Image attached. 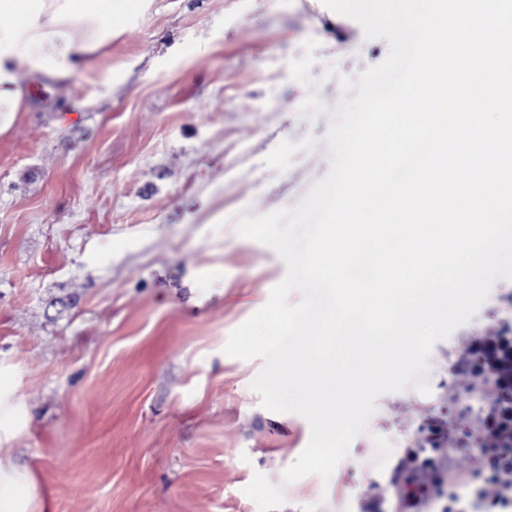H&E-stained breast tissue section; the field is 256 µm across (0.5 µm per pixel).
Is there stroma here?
<instances>
[{
	"label": "stroma",
	"instance_id": "1",
	"mask_svg": "<svg viewBox=\"0 0 512 512\" xmlns=\"http://www.w3.org/2000/svg\"><path fill=\"white\" fill-rule=\"evenodd\" d=\"M383 39L322 0H152L56 93L0 133V368L26 419L0 455L52 512H399L423 427L435 467L423 512H485L477 453L448 432L474 332L512 331V281L432 347L429 394L381 395L330 478L284 482L311 429L272 413L261 360L223 352L286 266L238 214L295 208L330 170L341 78Z\"/></svg>",
	"mask_w": 512,
	"mask_h": 512
}]
</instances>
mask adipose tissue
<instances>
[{
  "label": "adipose tissue",
  "instance_id": "adipose-tissue-1",
  "mask_svg": "<svg viewBox=\"0 0 512 512\" xmlns=\"http://www.w3.org/2000/svg\"><path fill=\"white\" fill-rule=\"evenodd\" d=\"M147 0H0V132L30 109L35 86L65 85L110 46L115 17L131 19ZM31 472L0 456V512H43Z\"/></svg>",
  "mask_w": 512,
  "mask_h": 512
}]
</instances>
